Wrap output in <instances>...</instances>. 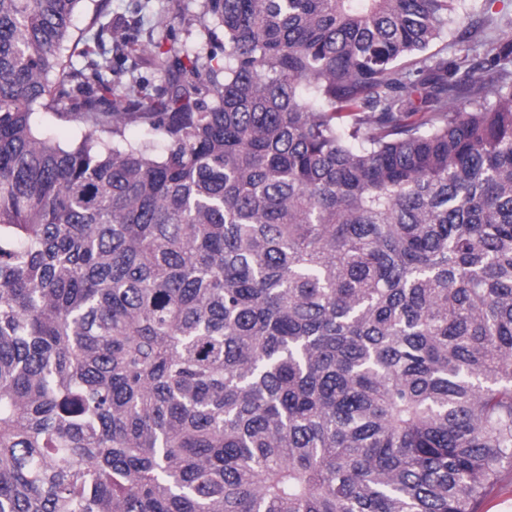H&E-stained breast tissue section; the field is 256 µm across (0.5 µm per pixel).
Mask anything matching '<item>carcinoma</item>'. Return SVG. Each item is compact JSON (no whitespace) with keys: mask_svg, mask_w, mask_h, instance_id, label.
Here are the masks:
<instances>
[{"mask_svg":"<svg viewBox=\"0 0 512 512\" xmlns=\"http://www.w3.org/2000/svg\"><path fill=\"white\" fill-rule=\"evenodd\" d=\"M81 2L0 0V512H479L512 12L449 59L464 0H203L224 64L174 43L145 98L67 63Z\"/></svg>","mask_w":512,"mask_h":512,"instance_id":"cac0c4a2","label":"carcinoma"}]
</instances>
